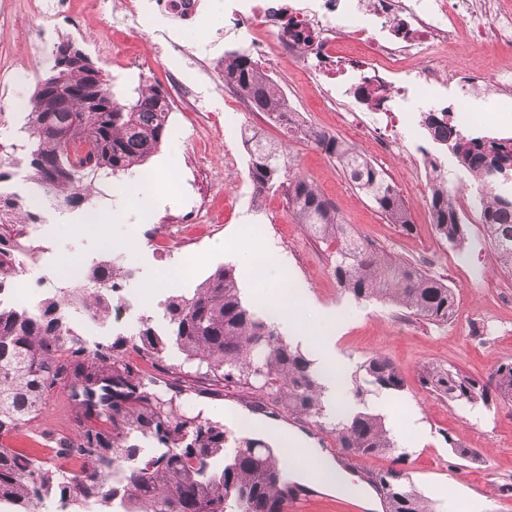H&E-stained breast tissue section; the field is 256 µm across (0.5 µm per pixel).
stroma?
<instances>
[{
  "label": "stroma",
  "mask_w": 512,
  "mask_h": 512,
  "mask_svg": "<svg viewBox=\"0 0 512 512\" xmlns=\"http://www.w3.org/2000/svg\"><path fill=\"white\" fill-rule=\"evenodd\" d=\"M159 23L158 16L146 14L143 37L132 38L114 30L108 15L85 17L76 27L32 20L19 8L12 16L0 15V118L8 127L0 134V144L14 143L13 131L25 116L16 106L18 99L33 94L36 76L52 63L54 46L68 37L95 63L100 60L95 46L107 36L112 39L113 55L128 53L143 58V67L137 69L118 63L110 67L115 91H130L141 84L165 89L177 79L195 89L200 112L215 113L219 119L218 124L206 123L196 129L181 120L179 113H172L169 136L143 163L141 172L108 179L105 197L88 203L89 208L98 210L121 208L126 186L136 183L160 195L151 223L137 225V217L131 213L121 224L82 226L75 222L80 208L66 209L44 200L41 212L52 226L57 253L76 257L83 264L107 251L116 254L119 264L132 271L128 285L142 300L135 315L157 317L161 314L159 302L169 294L158 285L159 273L168 261L152 243L166 226L180 224L183 234L195 240L179 261L185 274L178 286L187 292L218 267L231 263V256L215 251L214 243L247 241L250 235L245 225H261V238L273 246L289 281L301 289L313 309L340 317L330 336L320 335L312 321H303L304 334L296 338V345L312 355L323 345L337 347L351 367L381 353L401 371V392H383L369 399L375 412L397 425L396 453L351 461L346 474L362 484L369 473L395 466L405 472L419 495L429 499L434 512H448L447 502L432 495L437 484L476 498L484 503V512H512V401L499 400L488 408L470 409L432 394L419 381L423 369L432 366L453 367L485 380L499 364L512 362V274L501 270L476 219V200L467 189L471 177L428 139L415 113L410 116L414 134L405 153L385 157L378 153L374 140L358 143V150L383 170L403 196L414 224L412 232L405 233L387 223L323 151L297 140L287 141L295 172L316 183L335 204L343 223L352 225L388 255L444 278L457 295L458 308L448 324L434 325L384 301L351 303L341 295L332 273L331 248L292 219L284 193H268L258 202L253 199L248 156L242 146L245 127L262 129L276 142L285 139L280 129L264 124L257 113L230 111L224 102L223 85L203 75L204 69L214 68L224 52L247 48L224 25V0H203L197 16L175 29L174 39L192 52L187 59H172L165 51L151 47L147 35ZM35 28L45 45L37 60L26 47ZM445 57L449 63L470 68L512 69V55L491 44L475 49L463 42L449 48ZM263 67L272 72L279 90L287 94L308 125L352 140V133L337 122L335 111L322 104L319 89L306 78L319 67L314 58L303 62L273 58L264 61ZM230 152L238 159L232 174L224 171V156ZM420 156L442 165L449 187L463 189L461 209L468 218L463 248H451L434 231L426 205L429 183L416 178L411 165L412 159ZM198 202L210 206L209 223H183V215ZM124 360L134 369L150 371L155 377V392L171 400L177 413L190 418L219 423L227 406L250 415L259 398L258 392L242 384L218 385L197 378L195 367L175 356L158 361L130 350ZM265 416L283 428L311 437L323 453L336 457V442L320 424L275 407L268 408ZM97 423V418L86 416L75 406L68 384L62 383L52 391L39 417L21 426L7 443L29 450L36 447L39 438H71L82 427ZM462 448L477 449L479 455L471 460L461 458L458 451Z\"/></svg>",
  "instance_id": "stroma-1"
}]
</instances>
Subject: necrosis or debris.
Listing matches in <instances>:
<instances>
[{
    "mask_svg": "<svg viewBox=\"0 0 512 512\" xmlns=\"http://www.w3.org/2000/svg\"><path fill=\"white\" fill-rule=\"evenodd\" d=\"M151 7L170 25L193 19L201 0H25L26 13L34 18L50 16L69 22L76 15L112 14L119 25L136 30L144 7ZM224 23L249 44L257 56L276 54L295 58L299 51L291 34L310 30L314 41L307 48L320 63L314 83H332L346 75L358 58L371 62L370 76L392 86V105L380 108L378 118L367 121L349 108H339L337 118L355 136H377L383 151L404 150L411 130V90L427 92L445 82L461 93L448 101L446 110L454 128L463 130L485 122L471 106L464 88L512 94V73L505 70L462 71L447 67L441 53L468 39L472 47L492 42L512 53V10L503 0H306L292 6L288 0H229ZM20 239L36 241L35 252L16 253L11 264L0 269V291L7 303L24 305L41 295L29 277L33 261L44 260L54 249L42 225L15 219Z\"/></svg>",
    "mask_w": 512,
    "mask_h": 512,
    "instance_id": "necrosis-or-debris-1",
    "label": "necrosis or debris"
}]
</instances>
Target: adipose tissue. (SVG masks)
Segmentation results:
<instances>
[{"label": "adipose tissue", "mask_w": 512, "mask_h": 512, "mask_svg": "<svg viewBox=\"0 0 512 512\" xmlns=\"http://www.w3.org/2000/svg\"><path fill=\"white\" fill-rule=\"evenodd\" d=\"M220 250L233 253L244 276H251L257 255L270 259L267 274L272 285L260 297L259 303L265 313L271 314L282 332L295 336L300 332L298 312L305 308L306 301L296 289L290 288L287 277L278 262L272 261L273 250L266 242L254 244L220 243ZM278 441L282 453L288 458L295 474L303 480L329 489H352L353 484L346 474L339 471L330 457L321 449L310 447L306 438L287 432H279Z\"/></svg>", "instance_id": "ef3b65f1"}]
</instances>
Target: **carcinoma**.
I'll return each mask as SVG.
<instances>
[{"label": "carcinoma", "mask_w": 512, "mask_h": 512, "mask_svg": "<svg viewBox=\"0 0 512 512\" xmlns=\"http://www.w3.org/2000/svg\"><path fill=\"white\" fill-rule=\"evenodd\" d=\"M52 57L46 79L70 90L69 106L60 112L35 111L41 94L36 86L19 130L20 143L10 144L3 155L10 158L21 151L33 183L54 193L58 203L76 208L88 199L84 188L133 172L157 151L169 131L170 104L165 92L153 86L116 96L110 76L71 41L58 43ZM222 77L248 99L251 111L336 161L388 223L412 230L406 202L383 170L352 144L302 125L258 62L228 51ZM355 93L378 106L386 89L363 77ZM447 116L423 112L421 126L433 143L455 147L458 166L478 183L479 223L501 267L511 271L512 138L459 131ZM243 139L254 200L273 188H286L294 220L317 240L335 246L332 273L343 296L357 303L386 301L433 324L448 323L456 296L445 280L370 245L342 222L336 206L312 181L293 171L280 146L256 131ZM433 172L427 200L432 223L441 240L460 248L467 224L440 167L433 165ZM4 209L33 224L44 223L37 208L0 190V211ZM12 237V225L0 223V266L11 260ZM68 304L67 296L55 294L35 311L0 305V439L35 418L62 380L70 382L72 398L85 413L109 426L54 441L56 458L82 460L79 470L66 477L54 464L0 443V512H41L47 499L82 507L100 501L107 480L112 482V502L105 512H284V502L300 485L284 477L287 461L280 454L247 437L227 447L223 425L175 415L167 401L141 388L139 375L121 357L128 346L156 359L173 351L217 382H243L263 391L290 415L329 419L326 387L314 360L284 337L268 315L244 303L233 267H219L190 293L171 292L160 303L164 332L147 316L136 336H118L101 349H88L73 331L64 311ZM93 310L104 321L112 300L96 296ZM420 382L458 405L488 407L498 397L512 401V362L499 365L486 383L438 367L423 371ZM402 387L399 369L388 358L374 355L357 363L351 410L329 427L342 459L396 448L384 417L370 408L368 397ZM369 484L385 512H431L399 469L373 472Z\"/></svg>", "instance_id": "obj_1"}]
</instances>
